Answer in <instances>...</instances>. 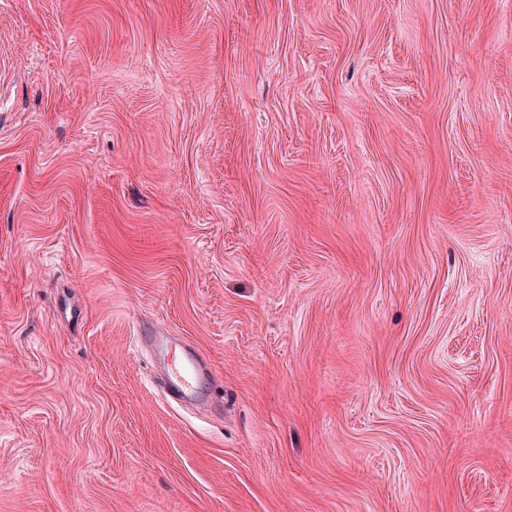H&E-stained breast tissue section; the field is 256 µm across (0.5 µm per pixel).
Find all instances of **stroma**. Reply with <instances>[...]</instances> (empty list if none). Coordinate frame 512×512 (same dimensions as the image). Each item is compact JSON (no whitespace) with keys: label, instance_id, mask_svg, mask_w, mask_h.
<instances>
[{"label":"stroma","instance_id":"obj_1","mask_svg":"<svg viewBox=\"0 0 512 512\" xmlns=\"http://www.w3.org/2000/svg\"><path fill=\"white\" fill-rule=\"evenodd\" d=\"M0 512H512V0H0ZM161 372L159 383L164 390L175 389L187 398L193 393L198 375L193 365L184 357L173 359L171 364L164 362Z\"/></svg>","mask_w":512,"mask_h":512}]
</instances>
